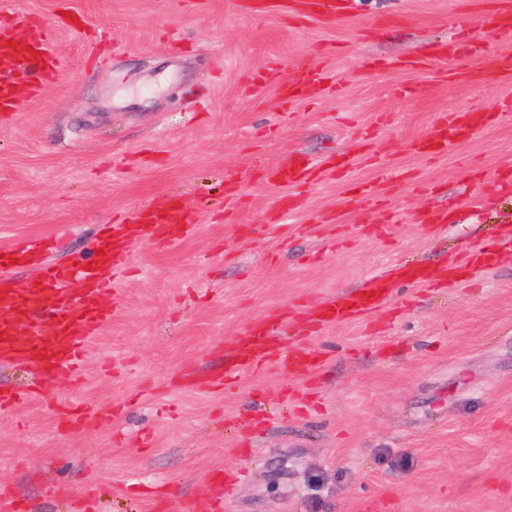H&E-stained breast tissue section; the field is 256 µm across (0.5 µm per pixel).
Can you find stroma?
I'll list each match as a JSON object with an SVG mask.
<instances>
[{"instance_id": "obj_1", "label": "stroma", "mask_w": 512, "mask_h": 512, "mask_svg": "<svg viewBox=\"0 0 512 512\" xmlns=\"http://www.w3.org/2000/svg\"><path fill=\"white\" fill-rule=\"evenodd\" d=\"M488 2L353 0L324 23L248 0H10L51 24L58 67L0 113V251L51 236L56 259L85 257L100 225L173 200L197 231L136 244L82 380L0 414V491L24 512H192L211 475L241 467L221 512H512V260L448 286L394 282L367 325L314 336L300 309L512 228L496 181L512 169V81L451 82L476 53L403 65L478 29ZM376 59L395 66L367 70ZM307 62L338 91L285 101L256 83ZM472 111L505 118L447 155L413 153L442 113ZM364 134L375 161L354 150ZM345 151L347 182L262 178ZM392 167L404 180H379ZM363 181L379 207L359 208ZM445 209L448 223L418 224ZM263 321L282 348L322 357L315 383L272 365L208 389ZM72 399L109 420L60 429L51 404Z\"/></svg>"}]
</instances>
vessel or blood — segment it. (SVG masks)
I'll use <instances>...</instances> for the list:
<instances>
[{"label":"vessel or blood","mask_w":512,"mask_h":512,"mask_svg":"<svg viewBox=\"0 0 512 512\" xmlns=\"http://www.w3.org/2000/svg\"><path fill=\"white\" fill-rule=\"evenodd\" d=\"M350 0H263L265 10L281 13L299 10L304 16L320 20H335ZM499 33L512 32V0H498L495 8L481 17ZM17 23L27 29L22 45L10 44L8 36H0V110L10 112L21 103L17 86L10 78L16 68H23L29 95H36L44 79L55 71L50 29L39 20L21 16ZM455 79L469 81L491 78L502 81L512 78V67L501 64L493 55H486L477 70L455 72ZM322 68L316 65L297 68L288 81L280 86L283 99L296 97L305 86L326 83ZM500 113L475 112L467 116L443 115L428 136L418 140L414 149L421 155L434 157L447 152L449 146L484 126L499 121ZM349 169L345 156H338L334 166H315L308 159L294 156L288 164L269 170L267 179L273 184L299 186L314 177L330 172L344 176ZM197 229L190 213L173 207L167 213L149 212L135 224H112L91 243L94 254L90 270H74L72 264L52 259V240L24 243L0 253V270L12 263L38 267L36 284L21 292L0 289V361L33 367L41 379L68 375L82 376L83 358L89 341L112 317V278L122 270L134 245L143 240L170 247L191 236ZM504 258L495 243L489 242L470 251L467 263L473 267H489ZM75 290L74 301L61 304L48 318L33 320V312L48 298L66 290ZM389 282L385 275L372 274L360 288L335 300L309 302L303 311L312 320L314 331L360 322L383 307L389 300ZM287 368L290 375L312 380L321 368V358L307 346L298 345L284 350L269 336L267 325H260L243 344L236 363L237 369L261 372L268 364ZM90 408L66 405L61 409L60 425L77 431L91 423Z\"/></svg>","instance_id":"vessel-or-blood-1"}]
</instances>
